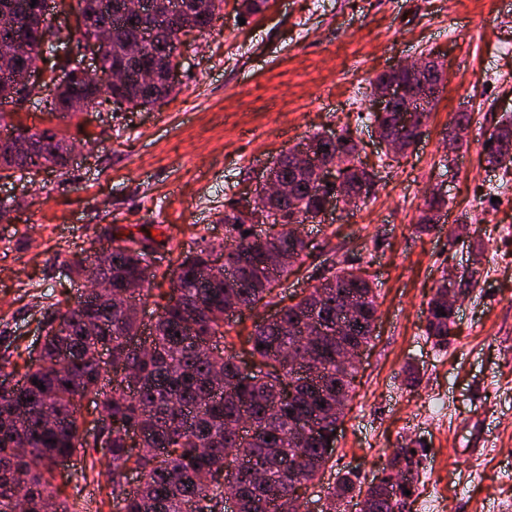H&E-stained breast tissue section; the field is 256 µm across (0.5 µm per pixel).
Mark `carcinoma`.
<instances>
[{
	"label": "carcinoma",
	"mask_w": 512,
	"mask_h": 512,
	"mask_svg": "<svg viewBox=\"0 0 512 512\" xmlns=\"http://www.w3.org/2000/svg\"><path fill=\"white\" fill-rule=\"evenodd\" d=\"M31 0H0V14L22 15L13 36L0 35V100L15 99L7 74L14 68L12 37L27 48L35 65L44 57L50 26L37 14ZM86 19L83 38L108 33L109 45L101 57L100 73L77 78L61 91L40 97L44 108L71 118V100L83 99L93 108L120 98L131 109L147 108L169 97L174 88L162 74L155 82L140 81L143 69L178 50L174 34L189 27L205 33L220 19L224 0H175L164 19L151 15L135 19L124 15L122 0H69ZM240 14L266 10L269 0H237ZM155 35L138 58L126 47L145 35ZM122 70L126 80L109 83L106 75ZM15 130L31 140L27 157L18 158L0 147V174L24 179L38 169H64L72 143L61 131L33 129L23 123ZM486 162L509 172L512 165V119L491 134ZM325 153L344 157L340 176L353 191L367 197L373 173L356 165L358 145L344 132L326 141ZM276 179L292 185V196L272 202L257 192L252 202L237 201L220 216L224 246L218 248L201 236L179 250L176 266L160 271L151 245L166 242L150 234L112 237V254L105 265L93 254L69 261L78 276L101 278L111 294L127 293L131 305L109 306L89 298L84 304L43 322L39 344L25 347L26 371L4 373L9 358H0V512H73L66 502H55L49 464L79 448H94L81 432L77 400L91 399L99 416L121 425L108 433L101 448L110 482L112 512H225L227 498L237 512H298L299 485L323 475L331 455L322 452L323 440L333 425L343 421L351 401L356 366L336 364V318L348 295L358 302L349 344L365 349L374 335L378 304L374 283L361 268L331 267L321 287H313L298 301L278 310L276 319L260 318L247 338L251 373L242 374L236 357L227 354L224 329L229 305L257 311L276 305V289L293 272L286 262L270 271L268 253L283 250L302 260L306 244L301 226L321 211L326 192L293 164L292 150L279 153L269 166ZM445 201L425 199L419 226L431 229L440 222ZM268 220L266 240L249 233L256 215ZM227 253L232 274H212L208 264L216 250ZM170 277V292L152 327L148 352L132 349L141 336L135 314L144 303L145 286L157 277ZM445 315H440V312ZM322 327L319 342L309 345L312 322ZM453 313L448 308V286L437 288L428 303L426 333L437 345L448 344ZM112 353V370L102 366L99 351ZM310 351L321 364L315 377H294L280 360L289 350ZM45 389H40V386ZM249 430L239 436L226 433L241 419ZM420 459L411 448L397 450L390 467L366 489L365 512H406L419 479ZM138 479L127 487V474ZM357 483L349 475L331 487L322 512H340L354 498Z\"/></svg>",
	"instance_id": "cac0c4a2"
}]
</instances>
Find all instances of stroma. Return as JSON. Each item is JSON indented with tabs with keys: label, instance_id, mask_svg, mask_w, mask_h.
<instances>
[{
	"label": "stroma",
	"instance_id": "1",
	"mask_svg": "<svg viewBox=\"0 0 512 512\" xmlns=\"http://www.w3.org/2000/svg\"><path fill=\"white\" fill-rule=\"evenodd\" d=\"M448 81L416 144L391 160L370 118L369 82L426 54ZM179 85L160 104L62 121L31 101L39 129L83 142L65 171L0 179V200L20 203L0 221V355L37 339L47 312L84 290L65 263L114 231L159 226L171 245L193 235L224 240L218 221L280 151L303 137L350 130L374 173L366 203L304 229L298 274L278 288L290 300L332 266H361L377 285L378 319L353 399L320 482L302 512H320L337 476L380 477L399 446H426L411 512H512V174L487 168L484 144L512 114V0H270L240 19L224 0L210 33L180 48ZM471 115L453 168L440 160L457 112ZM443 186L446 214L424 231L426 195ZM468 224L452 225L460 214ZM477 284L455 307L447 346L425 334L441 278ZM419 381L408 386L406 369ZM93 449L54 467L60 498L76 512H112L105 467Z\"/></svg>",
	"mask_w": 512,
	"mask_h": 512
}]
</instances>
